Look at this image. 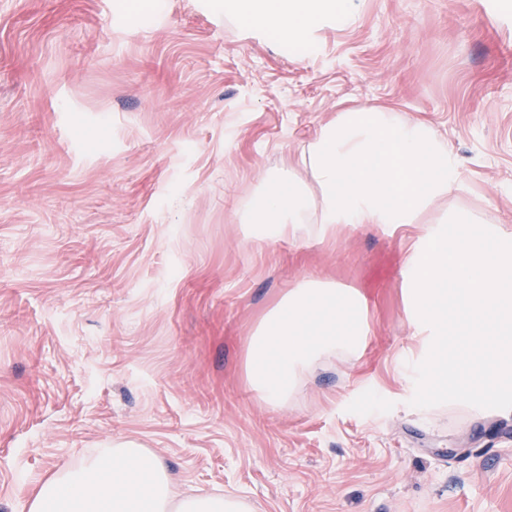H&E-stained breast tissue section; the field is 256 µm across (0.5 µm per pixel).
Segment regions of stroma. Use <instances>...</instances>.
<instances>
[{"label": "stroma", "instance_id": "obj_1", "mask_svg": "<svg viewBox=\"0 0 512 512\" xmlns=\"http://www.w3.org/2000/svg\"><path fill=\"white\" fill-rule=\"evenodd\" d=\"M0 0V512L102 448L256 512H512V374L460 400L422 376L407 229L260 242L266 173L342 109L420 119L461 167L449 207L512 228V5L360 0L297 60L212 0ZM362 291L360 361L287 401L250 387L261 317L306 279Z\"/></svg>", "mask_w": 512, "mask_h": 512}]
</instances>
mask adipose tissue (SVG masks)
Wrapping results in <instances>:
<instances>
[{"label":"adipose tissue","instance_id":"1","mask_svg":"<svg viewBox=\"0 0 512 512\" xmlns=\"http://www.w3.org/2000/svg\"><path fill=\"white\" fill-rule=\"evenodd\" d=\"M213 6L300 60L318 52L319 29L347 28L357 14V0H213ZM301 163L313 183L275 170L253 194L245 219L254 238L295 237L310 226L322 236L361 224L419 226L405 255L404 286L410 327L435 338L428 373L459 390L475 381L489 390L485 356L512 358V260L499 254L512 251V230L477 227L471 210L444 207L461 184L448 144L425 122L364 104L324 125ZM486 236L493 247L480 245ZM369 331V305L359 290L302 281L256 326L247 377L261 400L279 405L318 358L358 354ZM462 335L471 340L464 363L456 355ZM53 500L59 512H253L231 493L178 494L156 454L128 445L102 449L92 461L46 479L29 512H50Z\"/></svg>","mask_w":512,"mask_h":512}]
</instances>
